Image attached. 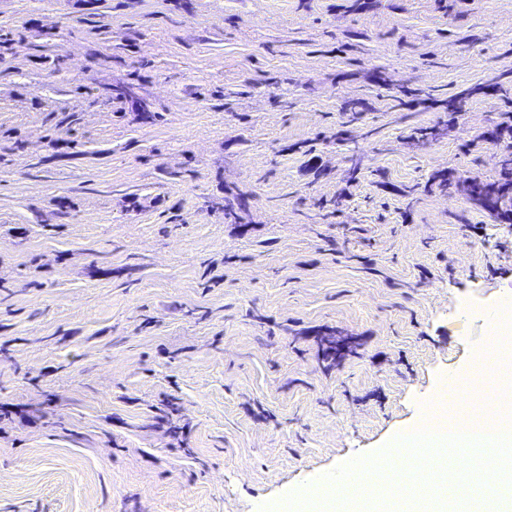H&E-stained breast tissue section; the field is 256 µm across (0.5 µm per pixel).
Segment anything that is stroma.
I'll return each instance as SVG.
<instances>
[{
  "mask_svg": "<svg viewBox=\"0 0 512 512\" xmlns=\"http://www.w3.org/2000/svg\"><path fill=\"white\" fill-rule=\"evenodd\" d=\"M351 3L0 0V512H260L492 352L512 224L427 181L500 170L512 0Z\"/></svg>",
  "mask_w": 512,
  "mask_h": 512,
  "instance_id": "stroma-1",
  "label": "stroma"
}]
</instances>
